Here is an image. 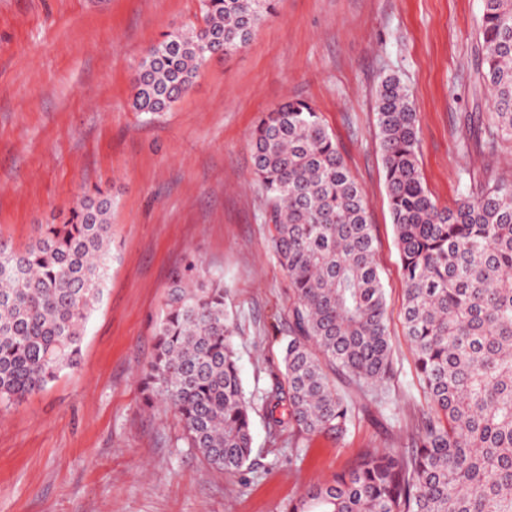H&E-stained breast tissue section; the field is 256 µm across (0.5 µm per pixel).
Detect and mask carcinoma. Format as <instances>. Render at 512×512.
I'll use <instances>...</instances> for the list:
<instances>
[{"label": "carcinoma", "instance_id": "1", "mask_svg": "<svg viewBox=\"0 0 512 512\" xmlns=\"http://www.w3.org/2000/svg\"><path fill=\"white\" fill-rule=\"evenodd\" d=\"M276 0H202V23L163 33L139 61L132 107L168 111L215 55L230 57ZM480 77L491 95L483 148L512 142V0H482ZM388 204L404 283L403 327L426 410L397 448L288 500L282 512H512V180L441 207L418 163L417 113L395 76L377 90ZM270 250L288 275L283 380L261 396L268 424L302 437L345 436L372 406L400 422L376 238L361 186L319 112L287 100L252 132ZM112 198L85 193L69 218L23 250L0 240V405L44 389L79 363L102 299ZM167 312L140 389L172 408L187 447L234 475L250 461L254 403L234 346L223 277L193 258L170 277ZM285 408L287 416L277 415Z\"/></svg>", "mask_w": 512, "mask_h": 512}]
</instances>
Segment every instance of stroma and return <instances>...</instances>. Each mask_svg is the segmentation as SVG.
I'll return each instance as SVG.
<instances>
[{
	"instance_id": "1",
	"label": "stroma",
	"mask_w": 512,
	"mask_h": 512,
	"mask_svg": "<svg viewBox=\"0 0 512 512\" xmlns=\"http://www.w3.org/2000/svg\"><path fill=\"white\" fill-rule=\"evenodd\" d=\"M201 4L0 0V239L25 246L85 190L113 200L104 295L78 367L0 410V512H281L392 445L397 428L376 407L345 438L297 445L259 409L251 461L229 476L179 441L171 409L141 402L170 275L194 256L224 277L246 390L261 394L282 374L288 279L269 252L250 140L289 98L322 114L364 191L403 374L398 404L406 417L425 406L401 325L376 93L386 75L408 88L420 170L439 205L512 179V143L494 154L462 146L491 110L477 75L482 0H277L248 45L211 58L170 110L134 111L137 64L163 32L199 25Z\"/></svg>"
}]
</instances>
